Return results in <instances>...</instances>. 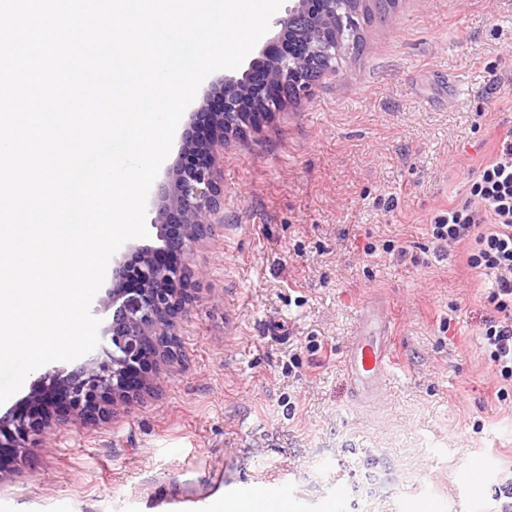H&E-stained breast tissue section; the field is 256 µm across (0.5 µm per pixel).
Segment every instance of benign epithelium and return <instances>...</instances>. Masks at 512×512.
Listing matches in <instances>:
<instances>
[{
    "mask_svg": "<svg viewBox=\"0 0 512 512\" xmlns=\"http://www.w3.org/2000/svg\"><path fill=\"white\" fill-rule=\"evenodd\" d=\"M293 2L275 22L278 39L287 48L261 52L240 77L223 76L192 113L181 136V153L200 151L206 160L176 166L161 186L151 220L160 245L131 247L112 266L113 282L118 283L127 262L136 261L140 288L128 292L115 286L97 300L93 312H112L101 343L73 369L41 374L26 398L0 415V449L19 448L30 433L46 428L44 416L58 394L69 396L75 418L93 411L106 419L115 407L153 389L148 380L131 386L130 368L178 357L177 324L192 301L195 276L186 259L210 234L224 204V146L288 105L309 98L315 85L309 78L312 66L322 60L325 73L336 72L361 35L366 0Z\"/></svg>",
    "mask_w": 512,
    "mask_h": 512,
    "instance_id": "obj_1",
    "label": "benign epithelium"
}]
</instances>
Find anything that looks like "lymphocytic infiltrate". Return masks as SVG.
Listing matches in <instances>:
<instances>
[{
	"label": "lymphocytic infiltrate",
	"mask_w": 512,
	"mask_h": 512,
	"mask_svg": "<svg viewBox=\"0 0 512 512\" xmlns=\"http://www.w3.org/2000/svg\"><path fill=\"white\" fill-rule=\"evenodd\" d=\"M477 276L490 279L485 299L494 311L481 336L499 376L512 381V128L469 180L465 195L429 228Z\"/></svg>",
	"instance_id": "f902f5d3"
}]
</instances>
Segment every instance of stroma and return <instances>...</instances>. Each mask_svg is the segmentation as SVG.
Returning <instances> with one entry per match:
<instances>
[{"instance_id":"35a3bbf8","label":"stroma","mask_w":512,"mask_h":512,"mask_svg":"<svg viewBox=\"0 0 512 512\" xmlns=\"http://www.w3.org/2000/svg\"><path fill=\"white\" fill-rule=\"evenodd\" d=\"M364 39L225 147L224 205L190 256L196 299L177 359L148 373L157 390L81 425L50 411L0 471V512H149L216 470L289 481L303 512L339 493L344 512H493L512 403L481 349L491 311L427 229L512 126V0H399ZM373 304L392 335L376 406L345 370Z\"/></svg>"}]
</instances>
